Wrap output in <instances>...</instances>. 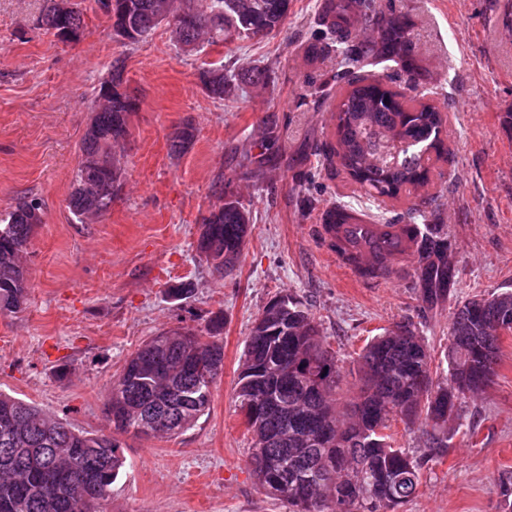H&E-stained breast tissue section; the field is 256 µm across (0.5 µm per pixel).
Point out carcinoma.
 <instances>
[{"label": "carcinoma", "instance_id": "cac0c4a2", "mask_svg": "<svg viewBox=\"0 0 512 512\" xmlns=\"http://www.w3.org/2000/svg\"><path fill=\"white\" fill-rule=\"evenodd\" d=\"M112 34L133 45L159 25L168 26L175 43L194 49L211 43L263 38L281 28L289 0H97ZM329 36L313 47L317 55L340 58L339 78L348 89L336 111V156L350 179L375 197L395 199L423 184L431 157L448 151L438 132L442 113L428 101L393 91L377 78L361 75L375 60L410 56L414 45L399 15L383 0H331ZM38 24L64 42L83 29L78 4L46 0ZM203 90L223 100L236 94L239 74L209 69L200 74ZM123 66L115 62L111 78L99 90L81 142V160L72 177L69 209L79 223L103 216L117 196L123 169L112 144L128 135L136 99L121 90ZM189 120L170 136V152L180 154L195 138ZM409 222L425 225L419 263L447 242L444 225L423 204L407 212ZM41 204L20 198L0 213V313H17L28 295L22 263ZM249 229V216L232 199L201 219L199 253L219 276L237 263ZM435 281L454 279L448 254L430 265ZM281 308L274 321L254 324L247 337L238 374L236 401L254 437L249 458L258 489L288 503L291 512H336V496L348 492L347 512H397L415 497L423 469L447 452L442 443L448 420L458 416L460 387L441 367L422 332L402 324L373 337L357 359V397L348 412L338 409L342 376L308 310L288 295L267 304ZM224 314L199 329L162 332L130 354L106 395L107 418L122 433L142 436L140 423L153 415L175 420L150 434L168 439L189 428L210 409L217 378L193 372L209 361L224 365ZM512 331V292L473 296L459 302L450 317L449 371L465 366L494 370L500 338ZM273 403L284 416L269 419ZM424 422L426 448L419 454L392 446L393 422ZM125 466L121 445L112 436L77 431L39 407L0 393V512H101L112 484Z\"/></svg>", "mask_w": 512, "mask_h": 512}]
</instances>
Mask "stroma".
<instances>
[{
	"label": "stroma",
	"instance_id": "obj_1",
	"mask_svg": "<svg viewBox=\"0 0 512 512\" xmlns=\"http://www.w3.org/2000/svg\"><path fill=\"white\" fill-rule=\"evenodd\" d=\"M78 41L62 43L37 19L45 0H0V212L38 199L43 222L24 255L23 309L0 314V391L34 403L70 427L111 434L104 398L124 360L156 334L200 328L224 315V367L208 414L164 440L126 438L124 475L104 512H288L266 497L247 463L253 437L236 402L246 338L275 297L300 299L320 325L344 375L340 405L354 395V358L399 322L421 325L436 357L448 346L456 301L512 290V0H391L414 43L404 64L380 61L366 76H391L443 112L447 155L428 183L398 199L361 192L338 159L333 115L345 90L333 56H315L326 33L324 0H290L268 37L176 46L166 26L144 42L118 41L95 0H77ZM137 100L129 134L112 148L124 178L110 211L77 223L68 208L80 143L114 61ZM263 70L224 100L208 97L207 69ZM192 121L195 139L171 154L169 136ZM262 159L261 175L241 164ZM223 180L250 216L235 268L217 275L196 250L199 220L220 205ZM430 202L456 268L453 299L425 313L417 261L384 284L357 282L328 252L315 226L344 207L372 224L406 223ZM192 286L177 301L168 289ZM466 426L448 423V451L430 462L420 493L400 512H503L502 475L512 473V334L496 371L462 400Z\"/></svg>",
	"mask_w": 512,
	"mask_h": 512
}]
</instances>
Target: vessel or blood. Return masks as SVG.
<instances>
[{"instance_id":"b4317fda","label":"vessel or blood","mask_w":512,"mask_h":512,"mask_svg":"<svg viewBox=\"0 0 512 512\" xmlns=\"http://www.w3.org/2000/svg\"><path fill=\"white\" fill-rule=\"evenodd\" d=\"M321 235L340 240L342 251L337 252L338 264L353 276H360L364 265L376 254H384V265L373 280L382 283L392 279L399 269L416 254V242L421 229L415 224H370L358 221L349 224H320Z\"/></svg>"}]
</instances>
